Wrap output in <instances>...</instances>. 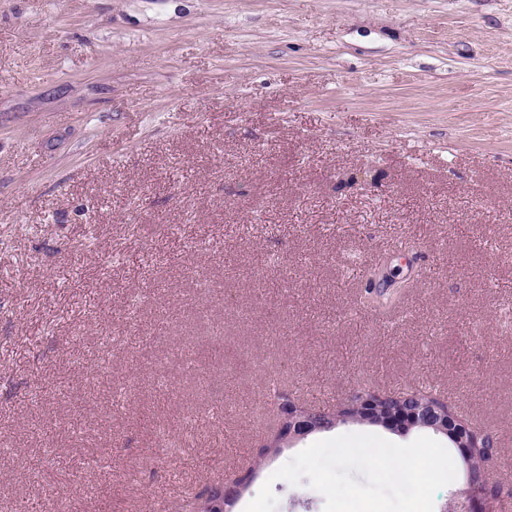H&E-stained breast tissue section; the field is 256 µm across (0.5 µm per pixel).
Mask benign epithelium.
I'll use <instances>...</instances> for the list:
<instances>
[{
	"instance_id": "benign-epithelium-1",
	"label": "benign epithelium",
	"mask_w": 512,
	"mask_h": 512,
	"mask_svg": "<svg viewBox=\"0 0 512 512\" xmlns=\"http://www.w3.org/2000/svg\"><path fill=\"white\" fill-rule=\"evenodd\" d=\"M391 398L387 393L364 391L353 396L343 408L357 413L358 418L375 420L387 426L408 430L413 427L432 429L451 438L457 447L459 457L466 463V489L460 492L465 500L459 512H493V505L503 498V494L512 491V482L493 481L490 471L494 466V453H489L478 463L470 461L471 448L476 446L469 424L448 404L438 401L425 402L415 394H407L405 398L414 404L399 413L382 415L383 402ZM277 409L282 417L276 434L260 449V458L254 464L262 462V457L274 447L303 438L313 432L327 430L337 423L346 420L341 410L325 412L320 409L305 408L297 410L288 394H277ZM255 468H248L231 479L224 480L218 486L221 496L212 503L215 512H226L241 498L244 490L251 483Z\"/></svg>"
}]
</instances>
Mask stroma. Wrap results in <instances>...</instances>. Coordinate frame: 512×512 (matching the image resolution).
<instances>
[{
	"label": "stroma",
	"mask_w": 512,
	"mask_h": 512,
	"mask_svg": "<svg viewBox=\"0 0 512 512\" xmlns=\"http://www.w3.org/2000/svg\"><path fill=\"white\" fill-rule=\"evenodd\" d=\"M272 385L426 387L512 477V0H0V512H184ZM361 432L421 435L234 512Z\"/></svg>",
	"instance_id": "1"
}]
</instances>
